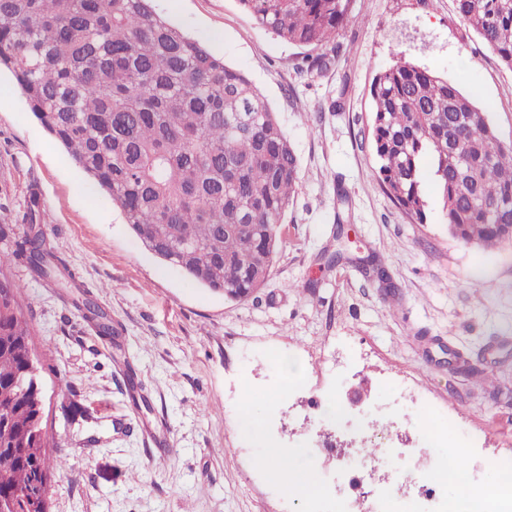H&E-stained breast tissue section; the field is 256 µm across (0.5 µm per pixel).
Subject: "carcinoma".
<instances>
[{
	"mask_svg": "<svg viewBox=\"0 0 512 512\" xmlns=\"http://www.w3.org/2000/svg\"><path fill=\"white\" fill-rule=\"evenodd\" d=\"M262 28L301 48L328 46L351 18L352 0H238ZM459 14L512 69V0H456ZM96 188L112 199L144 247L206 288L243 301L273 265L298 189L297 157L259 89L160 16L152 0H0V69ZM377 176L423 224L434 177L449 232L468 244L505 242L512 225V145L502 144L474 100L404 59L373 78ZM0 252V500L39 494L67 466L44 423L35 332L23 265L41 279L66 274L31 193ZM73 305L104 336L107 314L84 291ZM57 448L56 454L49 449Z\"/></svg>",
	"mask_w": 512,
	"mask_h": 512,
	"instance_id": "obj_1",
	"label": "carcinoma"
}]
</instances>
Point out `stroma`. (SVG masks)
<instances>
[{
	"instance_id": "35a3bbf8",
	"label": "stroma",
	"mask_w": 512,
	"mask_h": 512,
	"mask_svg": "<svg viewBox=\"0 0 512 512\" xmlns=\"http://www.w3.org/2000/svg\"><path fill=\"white\" fill-rule=\"evenodd\" d=\"M153 6L260 90L297 155L298 194L265 286L225 299L144 248L0 72V219L38 190L56 254L114 330L99 336L68 289L12 267L37 334L47 429L68 457L51 474L48 512H313L316 498L286 489L270 451L288 449L297 474L332 483L340 458L313 463L307 448L350 444L354 420L388 413L412 420L393 430L397 448L452 421L449 446L472 443L465 492L478 497L493 460L512 456V243L453 238L430 180L426 223L394 204L376 174L370 85L405 57L469 94L509 144L512 69L456 0H353L352 22L318 48L259 28L238 0ZM308 57L327 58L326 70L301 74ZM67 399L82 417L63 415ZM336 405L339 427L324 420ZM248 407L261 432L245 426Z\"/></svg>"
}]
</instances>
